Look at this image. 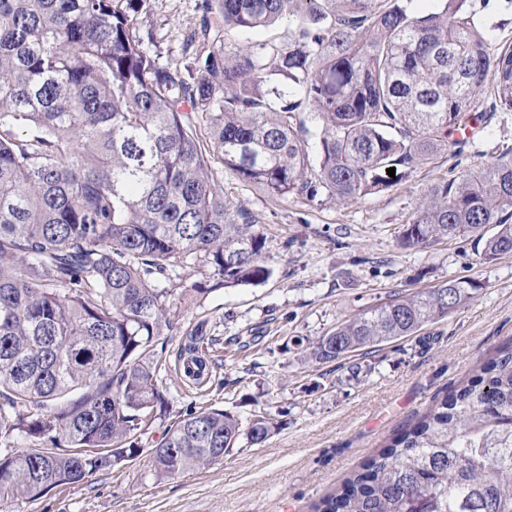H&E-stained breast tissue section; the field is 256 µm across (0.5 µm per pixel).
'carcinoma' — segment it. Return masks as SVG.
I'll list each match as a JSON object with an SVG mask.
<instances>
[{
    "instance_id": "cac0c4a2",
    "label": "carcinoma",
    "mask_w": 512,
    "mask_h": 512,
    "mask_svg": "<svg viewBox=\"0 0 512 512\" xmlns=\"http://www.w3.org/2000/svg\"><path fill=\"white\" fill-rule=\"evenodd\" d=\"M142 0H0V438L47 448L0 456V512L137 457L166 413L154 345L171 329L176 269L229 288L272 274L264 237L224 203L217 158L269 195L338 202L391 186L495 105L512 112V45L473 0H202L204 44L175 66L145 47ZM296 18L288 39L236 46L231 30ZM207 121L213 155L196 119ZM512 162L428 190L401 247L471 234L512 253ZM493 224L497 232L483 229ZM183 293L187 289L179 290ZM450 280L345 320L307 347L317 363L412 336L469 304ZM204 338L179 358L205 368ZM281 423L190 411L149 449L157 480L207 468ZM313 512H512V346L394 436Z\"/></svg>"
}]
</instances>
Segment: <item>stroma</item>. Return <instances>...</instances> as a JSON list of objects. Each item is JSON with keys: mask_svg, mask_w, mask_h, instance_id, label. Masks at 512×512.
I'll use <instances>...</instances> for the list:
<instances>
[{"mask_svg": "<svg viewBox=\"0 0 512 512\" xmlns=\"http://www.w3.org/2000/svg\"><path fill=\"white\" fill-rule=\"evenodd\" d=\"M198 0H143L141 30L154 35L162 62L182 60L198 26ZM480 108L492 112L463 154L447 150L387 190L345 203L276 198L240 181L219 162L213 179L231 207L246 209L265 239L273 273L259 285L224 288L190 265V293L170 304L173 329L155 353L168 401L165 418L138 437L142 454L83 482L58 486L15 512H311L313 504L376 456L452 387L476 375L497 347L512 341V253L485 261L473 237L404 249L399 236L432 186L489 163L512 160V112H493L490 87ZM477 285L472 302L415 335L315 363L304 349L336 324L387 300L444 282ZM211 340L210 372L193 384L179 352L193 336ZM359 374H352L353 364ZM264 414L282 427L260 448H236L208 469L157 482L148 449L187 411Z\"/></svg>", "mask_w": 512, "mask_h": 512, "instance_id": "stroma-1", "label": "stroma"}]
</instances>
